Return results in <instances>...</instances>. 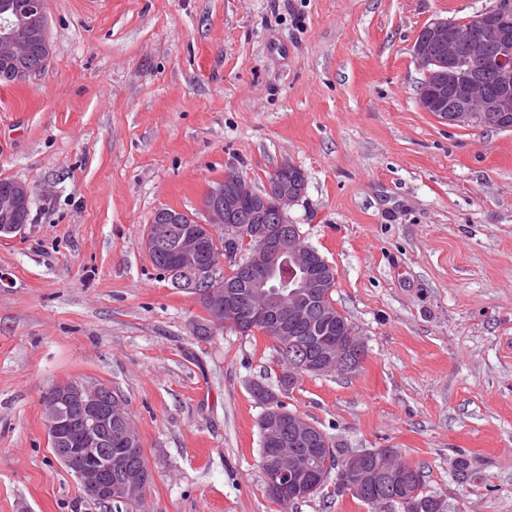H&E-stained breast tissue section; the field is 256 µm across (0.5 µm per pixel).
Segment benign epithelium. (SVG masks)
Segmentation results:
<instances>
[{
	"label": "benign epithelium",
	"mask_w": 512,
	"mask_h": 512,
	"mask_svg": "<svg viewBox=\"0 0 512 512\" xmlns=\"http://www.w3.org/2000/svg\"><path fill=\"white\" fill-rule=\"evenodd\" d=\"M33 32L23 26L0 27V66L10 81L22 82L35 69L22 63ZM414 56L425 76L432 79L421 89L419 98L425 111L440 122L455 128L478 125L481 116L492 118L512 114V0H490L481 9L461 21L436 18L425 25L414 43ZM306 186L304 173L289 162L281 163L267 183L261 196L243 175L229 170L224 179L210 186L203 202L205 229L211 235L225 233L230 240L247 232L258 246L244 266L247 287L255 289L254 299L239 304L224 295L223 261L202 257L200 239L195 233L172 242L168 234L171 218L165 210H158L148 225L144 239L147 253L173 252L179 260L173 273L183 275L179 286L188 292H197L202 306L211 314L224 313V324L242 329L252 319H262L277 336L288 334V324L307 321L313 313V300L321 289L330 286L326 275L313 274V265L303 259L318 252L301 241L302 235L291 223L288 209L302 198ZM32 188L22 181H14L11 193L0 196V230L14 238L25 230L23 224H5L15 213L30 209ZM363 345L355 328L335 349L325 350L313 358L299 350L294 352L296 369L288 370L289 385H294L305 371L320 372L325 365H333L345 373L355 371L362 359ZM79 404L83 411L81 432L73 440V447L59 455V461L70 467L73 459L82 461L74 471L84 493L106 503L140 494L147 479L142 476L112 472V458L101 450L103 430L112 424V413L122 412V401L104 404L99 386L81 382H64L53 387L43 397V408L48 423V435L55 441L70 439L69 407ZM261 424L271 437L284 424L294 440H314L317 427L300 415H283L276 410L263 415ZM272 470L265 475L267 492L281 496L288 492L305 495L308 476L300 467L285 464L281 452L274 453ZM375 456L372 450L348 452L336 458L342 474L339 488L354 495L378 482L400 481L407 485L421 480L418 470L400 466L382 471L370 464ZM389 503L399 506L401 512H424L432 506L443 512V499L427 501L412 494L396 497Z\"/></svg>",
	"instance_id": "obj_1"
}]
</instances>
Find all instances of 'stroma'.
I'll return each mask as SVG.
<instances>
[{
	"mask_svg": "<svg viewBox=\"0 0 512 512\" xmlns=\"http://www.w3.org/2000/svg\"><path fill=\"white\" fill-rule=\"evenodd\" d=\"M484 3L45 0L47 65L0 83V178L33 189L0 238V512H114L52 454L42 397L67 380L135 423L153 479L129 512H394L332 477L268 494L252 387L281 378L276 342L203 332L143 247L157 210L201 215L225 171L259 189L285 161L364 357L282 403L348 450L397 449L447 512H512V131L425 112L413 55Z\"/></svg>",
	"mask_w": 512,
	"mask_h": 512,
	"instance_id": "35a3bbf8",
	"label": "stroma"
}]
</instances>
